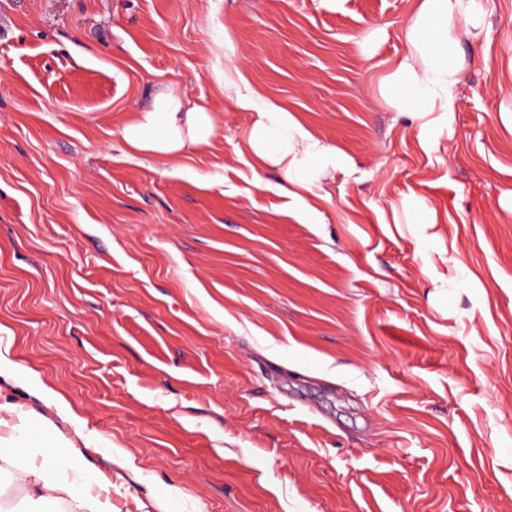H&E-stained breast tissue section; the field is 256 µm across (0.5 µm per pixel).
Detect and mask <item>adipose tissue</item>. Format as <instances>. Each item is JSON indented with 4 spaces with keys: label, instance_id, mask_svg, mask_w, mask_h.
<instances>
[{
    "label": "adipose tissue",
    "instance_id": "adipose-tissue-1",
    "mask_svg": "<svg viewBox=\"0 0 512 512\" xmlns=\"http://www.w3.org/2000/svg\"><path fill=\"white\" fill-rule=\"evenodd\" d=\"M487 18L481 0H417L406 32V49L390 62L379 80L380 99L397 115L413 123L417 141L426 154L444 150L443 137L451 132L459 108V92L466 65L459 53L461 34L482 30ZM236 107L251 113L242 151L257 168L272 167L283 176L280 193L299 205L305 224H320L322 212L314 200L336 172L351 173L355 163L324 136L253 88L237 92ZM217 133L214 114L189 102L169 88L159 89L147 109L127 123L121 138L126 149L157 160L178 158L208 146ZM17 421L10 437L0 438V460H22L15 476L26 490L27 512H42L48 501H72L79 512H112L110 498L95 494L105 478L86 462L75 447L83 426L71 417V438L48 448L44 428L34 427L27 413L14 412ZM42 463H33L35 455Z\"/></svg>",
    "mask_w": 512,
    "mask_h": 512
}]
</instances>
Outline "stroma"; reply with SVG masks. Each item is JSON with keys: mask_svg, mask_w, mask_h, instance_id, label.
I'll return each mask as SVG.
<instances>
[{"mask_svg": "<svg viewBox=\"0 0 512 512\" xmlns=\"http://www.w3.org/2000/svg\"><path fill=\"white\" fill-rule=\"evenodd\" d=\"M482 2L431 158L376 92L414 0H0V348L55 393L0 403L69 438L64 399L112 512H512V0ZM234 71L356 162L324 223L247 164ZM166 86L220 127L152 161L121 130ZM403 210L407 224H434L437 223L436 213L412 200L403 202Z\"/></svg>", "mask_w": 512, "mask_h": 512, "instance_id": "35a3bbf8", "label": "stroma"}]
</instances>
